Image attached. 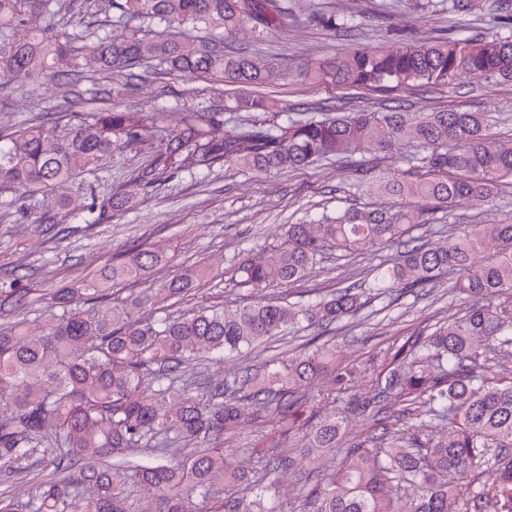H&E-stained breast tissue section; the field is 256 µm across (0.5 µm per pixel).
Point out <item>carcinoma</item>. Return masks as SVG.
Masks as SVG:
<instances>
[{"label":"carcinoma","instance_id":"carcinoma-1","mask_svg":"<svg viewBox=\"0 0 512 512\" xmlns=\"http://www.w3.org/2000/svg\"><path fill=\"white\" fill-rule=\"evenodd\" d=\"M64 0H0V64L21 85L69 83L55 60L82 44L81 77L166 66L189 76L211 75L230 86L263 87L283 78L280 66L221 43L197 44L168 34L174 25L203 27L232 39L242 28L257 41L296 22L293 0H89L113 9L110 31L60 22ZM36 10L38 25H28ZM297 76L351 90L448 87L466 78L512 81V18L488 37L448 36L419 44L370 47L362 42L332 59L309 60ZM232 109L269 113L270 98L244 91ZM61 130L40 120L0 134V187L35 192L62 187L138 142L157 114L116 103L80 116ZM414 151L398 154L404 138ZM368 147L398 167L371 189L398 203L353 207L290 224L285 237L248 254L234 267L233 286L254 297L246 305L207 307L189 315L146 317L142 310L187 297L206 268H188L157 291L83 314L62 308L32 333L22 323L0 331V471L28 472L39 449H57L54 476L34 482L33 512H128L119 486L137 480L151 491L141 512H276L281 477L297 457L324 462L308 489L305 512H512V376L486 370L487 354L512 356V219L470 230L448 225V244L413 235L427 214L451 216L458 201L494 197L512 177V139L492 141L484 113L300 111L283 122L229 125L224 112L196 109L167 135L150 168L134 183L159 184L185 161L224 162L247 170H301ZM401 248L399 260L379 254ZM369 252L368 287L349 285L293 305L267 294L301 281L324 255ZM162 253L138 246L127 259L82 280L73 292L92 305L111 287L161 265ZM456 274L449 292L472 304L448 323L419 332L374 366L378 393L347 409L365 421L380 415L389 395L402 404L407 430L387 424L349 436L336 404L351 391L360 367L343 365L336 349L310 339L263 375L246 366L231 382L202 385L182 368L203 352L241 355L255 344L303 326L326 328L394 295L432 287ZM262 424L245 448L248 464L233 465L224 435ZM346 449L336 461V449ZM95 459L99 468L80 467ZM488 470L492 480L475 473ZM247 485L252 494L241 495Z\"/></svg>","mask_w":512,"mask_h":512}]
</instances>
